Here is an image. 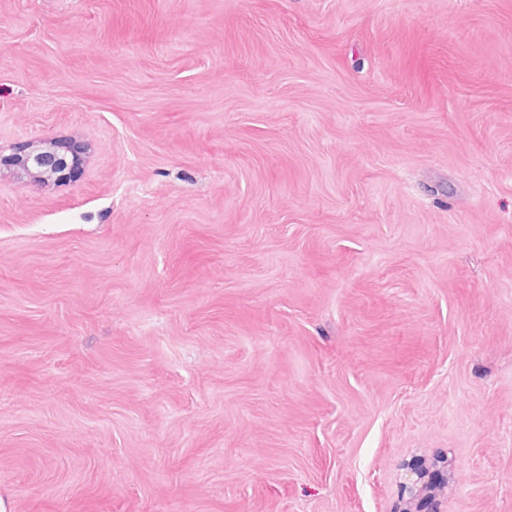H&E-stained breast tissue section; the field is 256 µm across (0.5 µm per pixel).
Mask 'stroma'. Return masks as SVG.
Returning <instances> with one entry per match:
<instances>
[{"label":"stroma","mask_w":512,"mask_h":512,"mask_svg":"<svg viewBox=\"0 0 512 512\" xmlns=\"http://www.w3.org/2000/svg\"><path fill=\"white\" fill-rule=\"evenodd\" d=\"M7 512H512V0H0ZM66 152H70V159ZM78 154L73 148L56 143H40L8 155L1 151L0 173L6 171L40 189L70 174L79 162ZM437 464L423 463L416 469L406 470L403 477L404 496L391 512H418L421 502L440 495L443 487L438 482Z\"/></svg>","instance_id":"obj_1"}]
</instances>
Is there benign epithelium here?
Here are the masks:
<instances>
[{
  "instance_id": "1",
  "label": "benign epithelium",
  "mask_w": 512,
  "mask_h": 512,
  "mask_svg": "<svg viewBox=\"0 0 512 512\" xmlns=\"http://www.w3.org/2000/svg\"><path fill=\"white\" fill-rule=\"evenodd\" d=\"M78 162L76 150L56 143H40L8 155L0 152V172L23 178L37 189L52 180L66 177ZM437 476V464L434 462L406 471L403 477L406 497L396 505L394 512H419L424 499L440 495L443 487Z\"/></svg>"
}]
</instances>
